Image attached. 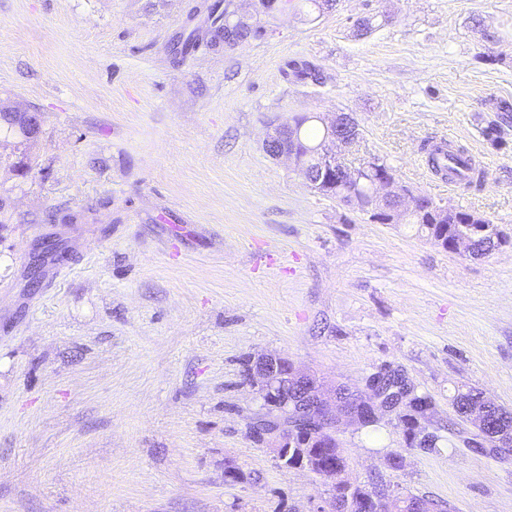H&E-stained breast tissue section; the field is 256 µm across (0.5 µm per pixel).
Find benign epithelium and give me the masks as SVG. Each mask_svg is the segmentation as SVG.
Instances as JSON below:
<instances>
[{
  "label": "benign epithelium",
  "mask_w": 512,
  "mask_h": 512,
  "mask_svg": "<svg viewBox=\"0 0 512 512\" xmlns=\"http://www.w3.org/2000/svg\"><path fill=\"white\" fill-rule=\"evenodd\" d=\"M229 22L225 24L228 43L235 47L242 40L234 37V29L245 25L250 32L263 33L264 27L258 16L270 15L281 10V0H264V5L256 6L252 15L240 12L238 0H228ZM17 123L25 135L35 138L41 133V116L37 112L14 113ZM328 129L326 142L320 146V164L317 170L304 173L309 185L316 189L326 179V175H336V181L354 185L362 178L365 169L377 165L373 158H363L358 164H347L345 153L350 151L359 140V125L352 114L347 112H332L323 119ZM294 136V128L289 124H279L271 129L263 147L268 155L279 159L288 156L285 142ZM376 191L370 194L369 203L364 207L370 221L378 224H393L398 218L410 216L419 211L420 197L410 191H399L395 188L390 176L382 174L375 181ZM391 372L380 371L367 381V391L358 393L357 397H347L343 400L334 397H317L314 391L313 377L299 372L288 360L271 353L261 354L251 360L248 376L250 386L258 398L267 393L278 395V412L288 415L292 409H297L319 422L332 421L340 423H359L357 407L367 405L372 419H377L380 413L397 412L412 396L404 389L393 388V392H385L382 386ZM275 459L280 465L288 464V457L294 452L292 442L283 436L274 441L271 448ZM403 498L398 489H389L382 494L371 497L372 512H390L393 505ZM350 497L330 496L328 506L319 505L313 512H349Z\"/></svg>",
  "instance_id": "7a95c632"
}]
</instances>
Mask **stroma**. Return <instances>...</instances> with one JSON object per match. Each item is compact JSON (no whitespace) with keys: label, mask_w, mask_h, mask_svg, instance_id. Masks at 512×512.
Here are the masks:
<instances>
[{"label":"stroma","mask_w":512,"mask_h":512,"mask_svg":"<svg viewBox=\"0 0 512 512\" xmlns=\"http://www.w3.org/2000/svg\"><path fill=\"white\" fill-rule=\"evenodd\" d=\"M204 2L0 0V105L42 115L37 140L0 135V512H312L320 479L251 434L264 409L243 370L260 353L355 390L390 367L431 399L433 451L393 416L341 425L349 481L512 512V452L451 404L466 385L512 410V247L473 259L371 222L262 145L300 114L352 113L348 161L379 156L413 193L512 232V124L486 134L493 102L512 103V0L291 8L173 63ZM291 59L324 85L285 80ZM448 140L480 182L429 166ZM52 210L77 221L43 223ZM51 234L67 273L30 287Z\"/></svg>","instance_id":"1"}]
</instances>
